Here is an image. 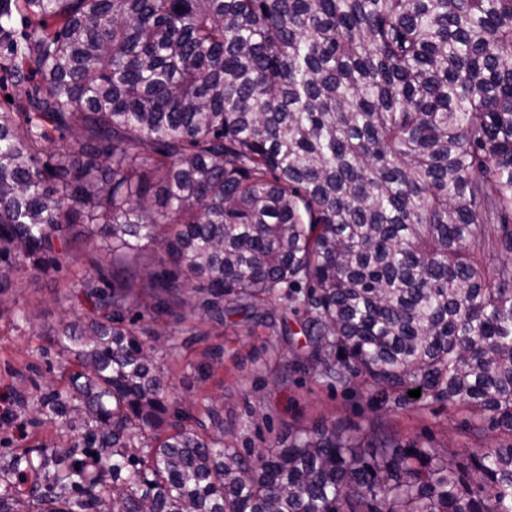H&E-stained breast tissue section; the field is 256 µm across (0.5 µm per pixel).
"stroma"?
<instances>
[{"label":"stroma","instance_id":"1","mask_svg":"<svg viewBox=\"0 0 512 512\" xmlns=\"http://www.w3.org/2000/svg\"><path fill=\"white\" fill-rule=\"evenodd\" d=\"M100 254L80 242L60 255L59 270L31 279L25 263H18L13 288L0 295V463L31 448L84 438L77 423L42 414L40 403L55 389L66 386L63 360L52 345L51 327L64 303L81 309L89 304L74 283L91 273ZM177 350L163 359L170 400L185 406L213 397L224 414V438L239 448L261 447L291 426L312 428L338 425L370 432L381 425L401 441H415L439 452L461 454L497 445V432L471 431L468 414L448 404L405 398L401 403L381 401L361 381L332 386L320 383L298 365L280 367L278 357H291L305 348L303 335L277 345L268 329L241 323L211 326L188 318L180 327ZM223 351L213 376L203 367L208 353ZM210 364V363H209ZM256 415L247 432L235 423L247 409Z\"/></svg>","mask_w":512,"mask_h":512}]
</instances>
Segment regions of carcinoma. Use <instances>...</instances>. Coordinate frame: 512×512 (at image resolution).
Instances as JSON below:
<instances>
[{
	"label": "carcinoma",
	"mask_w": 512,
	"mask_h": 512,
	"mask_svg": "<svg viewBox=\"0 0 512 512\" xmlns=\"http://www.w3.org/2000/svg\"><path fill=\"white\" fill-rule=\"evenodd\" d=\"M27 21L18 33L14 15ZM0 294L74 239L110 258L50 335L36 509L512 512V0H0ZM199 298L291 336L328 383L462 405L482 452L379 427L242 454L210 402L170 409L157 330Z\"/></svg>",
	"instance_id": "1"
}]
</instances>
